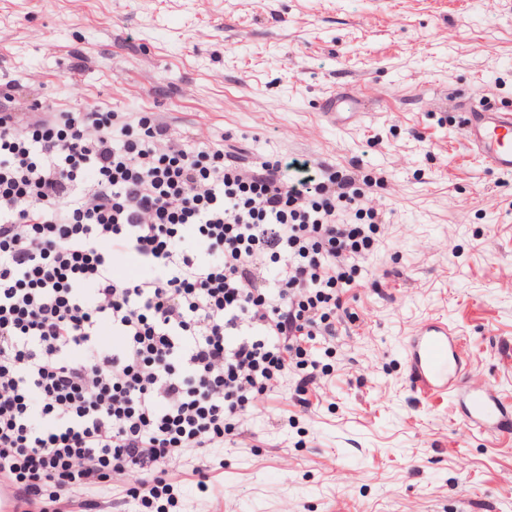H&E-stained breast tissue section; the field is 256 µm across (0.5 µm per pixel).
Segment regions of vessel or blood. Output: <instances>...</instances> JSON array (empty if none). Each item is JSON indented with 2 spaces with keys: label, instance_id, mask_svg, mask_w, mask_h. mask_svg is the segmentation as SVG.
Instances as JSON below:
<instances>
[{
  "label": "vessel or blood",
  "instance_id": "obj_1",
  "mask_svg": "<svg viewBox=\"0 0 512 512\" xmlns=\"http://www.w3.org/2000/svg\"><path fill=\"white\" fill-rule=\"evenodd\" d=\"M467 143L491 169L512 174V112H497L470 102L462 113ZM461 338L447 323L431 322L412 336L406 359L412 386L431 395L450 392L463 398V421L473 429L512 435V408L505 406L489 380L472 382L462 372Z\"/></svg>",
  "mask_w": 512,
  "mask_h": 512
}]
</instances>
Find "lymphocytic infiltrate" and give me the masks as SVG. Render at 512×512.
I'll use <instances>...</instances> for the list:
<instances>
[{"mask_svg":"<svg viewBox=\"0 0 512 512\" xmlns=\"http://www.w3.org/2000/svg\"><path fill=\"white\" fill-rule=\"evenodd\" d=\"M356 178L251 166L148 117L0 102V485L14 512L173 491L350 286ZM143 272L125 273L127 256Z\"/></svg>","mask_w":512,"mask_h":512,"instance_id":"1","label":"lymphocytic infiltrate"}]
</instances>
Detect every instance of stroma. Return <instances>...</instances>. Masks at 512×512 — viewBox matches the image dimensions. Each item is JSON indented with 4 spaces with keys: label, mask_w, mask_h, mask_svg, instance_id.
<instances>
[{
    "label": "stroma",
    "mask_w": 512,
    "mask_h": 512,
    "mask_svg": "<svg viewBox=\"0 0 512 512\" xmlns=\"http://www.w3.org/2000/svg\"><path fill=\"white\" fill-rule=\"evenodd\" d=\"M367 84L369 116L325 117ZM3 96L147 112L249 163L355 173L336 221L374 226L335 337L312 343L307 407L289 365L233 441L170 467L174 502L125 512H512V438L417 391L404 352L448 322L466 374L512 406V174L460 126L469 101L512 110V0H0Z\"/></svg>",
    "instance_id": "obj_1"
}]
</instances>
